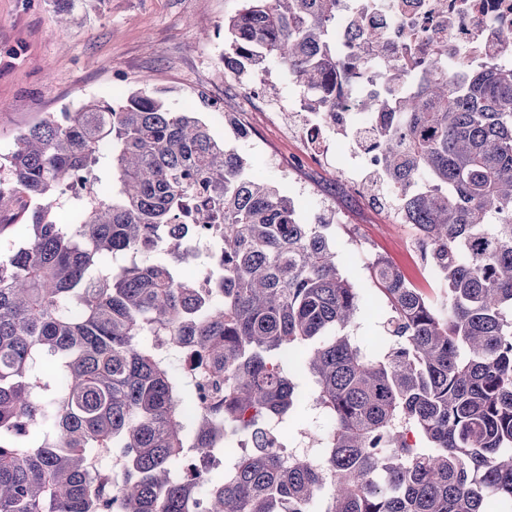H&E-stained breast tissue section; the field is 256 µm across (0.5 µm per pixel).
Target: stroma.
I'll list each match as a JSON object with an SVG mask.
<instances>
[{
    "label": "stroma",
    "instance_id": "obj_1",
    "mask_svg": "<svg viewBox=\"0 0 512 512\" xmlns=\"http://www.w3.org/2000/svg\"><path fill=\"white\" fill-rule=\"evenodd\" d=\"M242 5L243 0H77L72 25L58 32L56 0H0V153L44 113L90 98H125L146 77L171 109L201 112L217 137L283 188L304 222L336 211L340 220L331 234L337 261L356 287H369L370 268L382 259L441 300L444 285L418 258L411 225L393 214L394 189L352 191L333 166L308 159L297 175L286 174L283 164L299 155L301 138L284 131L268 105L288 101L295 86L273 61L268 83L250 97L225 77L219 62L224 22ZM228 112L246 113L252 124L247 137H235L225 125Z\"/></svg>",
    "mask_w": 512,
    "mask_h": 512
}]
</instances>
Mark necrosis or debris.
<instances>
[{"label":"necrosis or debris","mask_w":512,"mask_h":512,"mask_svg":"<svg viewBox=\"0 0 512 512\" xmlns=\"http://www.w3.org/2000/svg\"><path fill=\"white\" fill-rule=\"evenodd\" d=\"M361 10L368 27L384 34L379 49L364 47L367 64L364 77L344 95L335 116L303 110V95L293 97L288 106L300 112L303 125L305 157L320 163H332L325 140L328 133L349 135L355 128L376 137L381 121L377 115L359 111L357 102L376 88L374 77L387 60H399L408 70L419 71L423 64L441 59L438 75L459 58L476 65H486L512 55L507 34L512 33V0H448L447 13H439L435 0H343V10L336 20V44L341 52L353 50L348 31V14Z\"/></svg>","instance_id":"necrosis-or-debris-1"}]
</instances>
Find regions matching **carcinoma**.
<instances>
[{
  "label": "carcinoma",
  "instance_id": "cac0c4a2",
  "mask_svg": "<svg viewBox=\"0 0 512 512\" xmlns=\"http://www.w3.org/2000/svg\"><path fill=\"white\" fill-rule=\"evenodd\" d=\"M243 2L224 75L274 58L336 109L363 65L336 51L339 0ZM381 79L359 107L383 115L382 181L440 304L383 261L356 287L334 218L303 222L146 79L0 153V211L32 203L0 251V512H512V61L456 82L392 60ZM106 165L118 191L101 196ZM187 224L221 233L193 276L192 237L170 233ZM380 304L386 343L368 348L348 329ZM309 397L331 422L323 459L268 453ZM230 427L245 452H224Z\"/></svg>",
  "mask_w": 512,
  "mask_h": 512
}]
</instances>
